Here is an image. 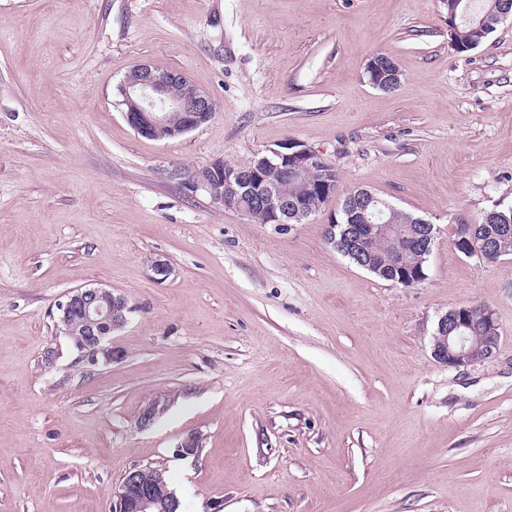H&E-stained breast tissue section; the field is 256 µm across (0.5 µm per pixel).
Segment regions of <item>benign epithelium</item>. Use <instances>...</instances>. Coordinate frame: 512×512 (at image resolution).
<instances>
[{
  "mask_svg": "<svg viewBox=\"0 0 512 512\" xmlns=\"http://www.w3.org/2000/svg\"><path fill=\"white\" fill-rule=\"evenodd\" d=\"M369 82L376 88L390 82H400V71L389 56L372 58L367 66ZM186 79L174 69H158L149 63H137L125 74L121 83L127 106L124 116L140 136L154 138L164 134L175 138L208 122L215 111L210 95L197 90L187 99L169 96L170 86ZM279 174L294 187L287 195L280 190L274 175ZM198 184L206 189L224 208L249 212L243 202L264 211L270 224H295L310 213L308 201L319 196L329 200L336 195V176L322 168L321 158L314 151L297 145L271 149L255 155L246 167H229L215 160L196 174ZM352 223L341 230L336 238V224L330 223L331 242L340 243L341 250L358 266L384 273H397L403 282L419 283L421 270H401L399 257L409 248L422 253L430 251L435 239L434 225L423 220L417 224H375L373 219L383 210H372L377 196L369 189L360 188L347 198ZM512 237V227L502 225L494 237L476 234L473 225L466 233L454 239L457 247L469 258L485 261L499 251V241ZM377 239H388L393 248L383 256L375 255L370 245ZM58 327L70 334V324L81 327L75 346L91 362L102 358L112 361L120 352L112 347V333L122 328L131 312L126 298L103 287L77 288L67 294L58 305ZM480 320L484 332L470 336L468 331L474 320ZM499 330L493 310L481 303L460 304L437 322L432 336L434 359L448 367L467 368L474 363L495 357L499 348ZM140 468L128 470L112 495V512H176L180 501L170 489L164 476L146 484L140 480Z\"/></svg>",
  "mask_w": 512,
  "mask_h": 512,
  "instance_id": "1",
  "label": "benign epithelium"
}]
</instances>
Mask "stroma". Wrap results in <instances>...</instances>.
<instances>
[{
    "instance_id": "1",
    "label": "stroma",
    "mask_w": 512,
    "mask_h": 512,
    "mask_svg": "<svg viewBox=\"0 0 512 512\" xmlns=\"http://www.w3.org/2000/svg\"><path fill=\"white\" fill-rule=\"evenodd\" d=\"M380 53L390 91L368 80ZM138 62L185 74L211 120L138 135L117 91ZM288 144L339 177L301 223L196 181ZM357 187L435 225L420 285L329 243ZM505 208L512 18L459 53L447 0H0V512H110L134 467L184 512H512V256L453 245ZM86 285L128 301L121 359L56 325ZM468 301L498 353L450 368L432 336ZM367 74L370 84L376 88L390 82H397V85L400 83L399 68L394 59L389 56L372 58L367 66Z\"/></svg>"
}]
</instances>
